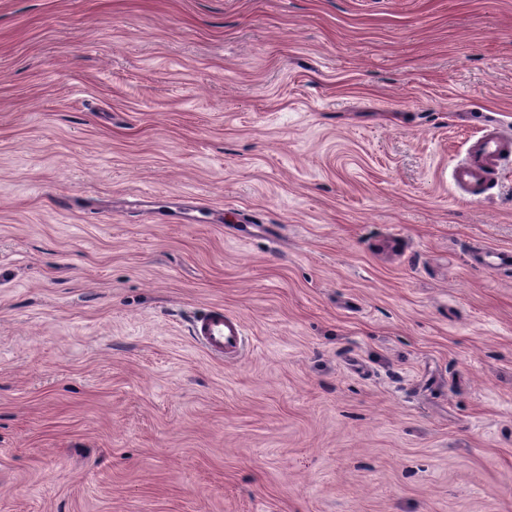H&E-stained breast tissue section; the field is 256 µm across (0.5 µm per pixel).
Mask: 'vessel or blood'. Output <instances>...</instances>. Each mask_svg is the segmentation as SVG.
<instances>
[{"label":"vessel or blood","instance_id":"vessel-or-blood-1","mask_svg":"<svg viewBox=\"0 0 512 512\" xmlns=\"http://www.w3.org/2000/svg\"><path fill=\"white\" fill-rule=\"evenodd\" d=\"M512 154V141L488 134L471 147L469 158L456 166L452 177L458 184L479 189L489 173L491 159ZM193 334L208 354L226 357L240 353L245 344L244 323L237 316L214 306L192 321Z\"/></svg>","mask_w":512,"mask_h":512}]
</instances>
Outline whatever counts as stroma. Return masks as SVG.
<instances>
[{
  "instance_id": "1",
  "label": "stroma",
  "mask_w": 512,
  "mask_h": 512,
  "mask_svg": "<svg viewBox=\"0 0 512 512\" xmlns=\"http://www.w3.org/2000/svg\"><path fill=\"white\" fill-rule=\"evenodd\" d=\"M491 123L512 0H0V512H512ZM510 153V138L502 139L495 134H488L472 145L468 160L453 169V180L475 192L486 181L489 161L492 158L501 159ZM476 259L477 263L483 266L486 270H496L501 267L512 266V251L511 250H482ZM192 330L199 345L210 355L227 357L244 349V323L237 316L213 306L194 317Z\"/></svg>"
}]
</instances>
